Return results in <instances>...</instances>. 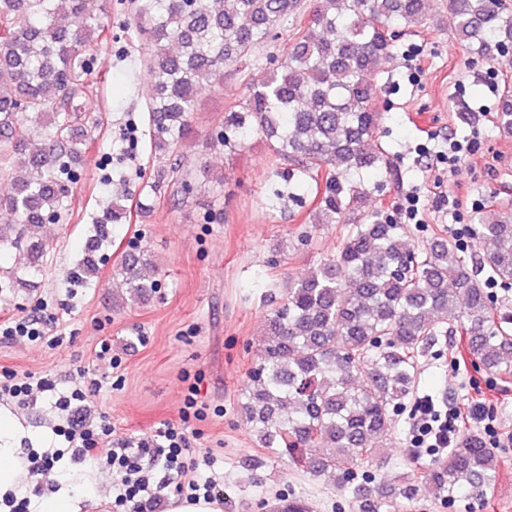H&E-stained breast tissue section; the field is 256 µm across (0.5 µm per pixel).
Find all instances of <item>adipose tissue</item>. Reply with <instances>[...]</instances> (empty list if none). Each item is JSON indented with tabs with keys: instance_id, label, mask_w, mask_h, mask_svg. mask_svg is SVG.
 Here are the masks:
<instances>
[{
	"instance_id": "1",
	"label": "adipose tissue",
	"mask_w": 512,
	"mask_h": 512,
	"mask_svg": "<svg viewBox=\"0 0 512 512\" xmlns=\"http://www.w3.org/2000/svg\"><path fill=\"white\" fill-rule=\"evenodd\" d=\"M24 433L10 411L0 408V512H10L5 497L28 499V512H112V501L101 486L96 468H65L51 491L40 497L26 494L30 463L20 443Z\"/></svg>"
}]
</instances>
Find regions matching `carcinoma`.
Returning a JSON list of instances; mask_svg holds the SVG:
<instances>
[{"instance_id":"cac0c4a2","label":"carcinoma","mask_w":512,"mask_h":512,"mask_svg":"<svg viewBox=\"0 0 512 512\" xmlns=\"http://www.w3.org/2000/svg\"><path fill=\"white\" fill-rule=\"evenodd\" d=\"M104 0H0V159L28 155L31 172L0 192V249L23 246L27 278L0 266V295L32 286L45 272L46 223L62 202L82 143L73 139L93 87L86 79L106 37ZM293 18L283 59L251 75L258 52ZM424 23L423 0H137L134 30L150 45L142 75L155 89L146 105L151 146L161 165L143 198L123 190L101 224H128L150 211L162 183L193 191L177 153L201 91L250 75L243 102L224 112L216 141L233 151L255 137L293 166L298 188L318 183L313 221L345 224L336 255L288 286L267 318L266 343L249 372L239 409L259 447L312 475L332 473L358 512H393L399 501L433 495L452 501L493 490L498 459L480 434L461 436L448 454L377 483L394 416L406 406L419 357L450 330H461L472 362L512 379V316L494 312L485 280L458 244L437 235L414 247L406 225L382 210L358 223L369 190L364 174L382 170L374 143L381 122L373 77L393 61L395 29ZM445 24L469 52L487 57L512 47L507 0H448ZM497 127L512 134V89L505 88ZM481 268L512 282V217H474ZM141 250H129L115 274L129 300L159 288L145 274ZM93 256L73 271L98 275Z\"/></svg>"}]
</instances>
